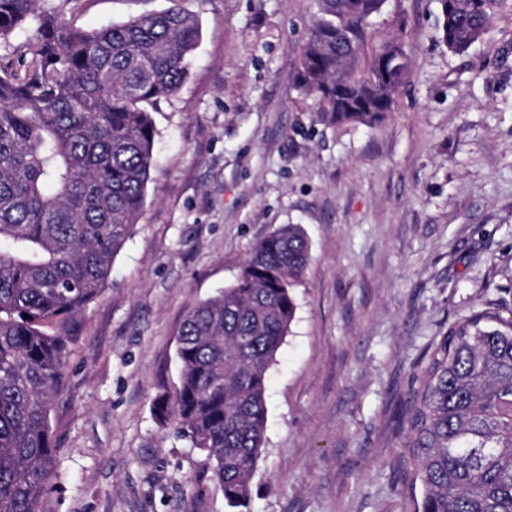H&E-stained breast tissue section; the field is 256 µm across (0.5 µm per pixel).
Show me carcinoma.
Wrapping results in <instances>:
<instances>
[{"instance_id": "1", "label": "carcinoma", "mask_w": 512, "mask_h": 512, "mask_svg": "<svg viewBox=\"0 0 512 512\" xmlns=\"http://www.w3.org/2000/svg\"><path fill=\"white\" fill-rule=\"evenodd\" d=\"M37 0H0V512H43L57 478L50 410L69 324L97 300L133 233L155 162L148 107L174 95L201 27L181 7L87 30ZM300 87L332 123L390 112L410 67L401 39L361 63L385 0H317ZM492 0H439L443 38L464 50ZM310 261L297 224L251 249L236 281L184 316L180 384L156 404L206 452L232 508H248L264 446L266 375ZM413 389L404 456L417 512H512V307L483 306L430 347Z\"/></svg>"}]
</instances>
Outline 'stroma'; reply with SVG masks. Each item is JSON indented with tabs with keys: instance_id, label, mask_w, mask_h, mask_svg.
Returning <instances> with one entry per match:
<instances>
[{
	"instance_id": "35a3bbf8",
	"label": "stroma",
	"mask_w": 512,
	"mask_h": 512,
	"mask_svg": "<svg viewBox=\"0 0 512 512\" xmlns=\"http://www.w3.org/2000/svg\"><path fill=\"white\" fill-rule=\"evenodd\" d=\"M172 0H39L97 29ZM201 39L153 111L156 162L100 298L70 326L45 512H233L155 400L179 385L186 312L230 287L256 241L307 235L297 310L267 376L249 512H415L406 410L429 346L512 305V0L467 50L438 0H386L372 39L411 59L391 112L325 121L296 60L316 0H181Z\"/></svg>"
}]
</instances>
